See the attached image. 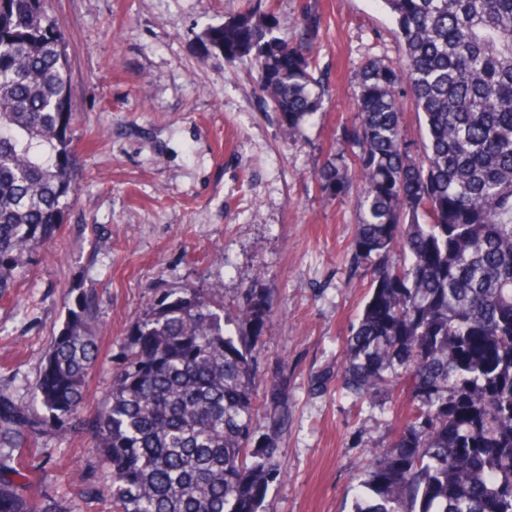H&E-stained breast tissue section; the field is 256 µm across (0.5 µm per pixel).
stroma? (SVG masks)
Returning <instances> with one entry per match:
<instances>
[{
    "instance_id": "stroma-1",
    "label": "stroma",
    "mask_w": 512,
    "mask_h": 512,
    "mask_svg": "<svg viewBox=\"0 0 512 512\" xmlns=\"http://www.w3.org/2000/svg\"><path fill=\"white\" fill-rule=\"evenodd\" d=\"M261 5L297 43L304 14L319 21L312 51L329 94L290 132L249 58L226 60L212 34ZM66 39L78 176L55 235L12 293L0 297V394L27 401L42 356L81 292L93 296L99 356L86 384L93 419L127 331L157 295L241 288L271 312L253 352L263 396L288 376L280 478L263 512H352L373 448L402 422L393 404L353 407L339 386L346 339L370 275L350 264L361 219L355 199L325 198L313 174L329 147L348 151L357 74L403 47L382 0H49ZM327 373L326 388L312 380ZM91 433L48 431L24 449L31 492L67 502L100 490L84 512H112L109 469Z\"/></svg>"
}]
</instances>
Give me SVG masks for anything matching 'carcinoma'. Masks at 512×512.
Instances as JSON below:
<instances>
[{
	"instance_id": "obj_1",
	"label": "carcinoma",
	"mask_w": 512,
	"mask_h": 512,
	"mask_svg": "<svg viewBox=\"0 0 512 512\" xmlns=\"http://www.w3.org/2000/svg\"><path fill=\"white\" fill-rule=\"evenodd\" d=\"M404 45L367 61L356 117L314 172L321 192L357 190L352 264L373 266L347 338L343 390L410 409L372 452L352 512H512V0H382ZM289 45L275 23L227 22L214 41L253 56L292 132L321 109L316 19ZM408 88L428 143L402 130ZM65 36L48 0H0V295L63 223L76 175ZM43 358L33 403L0 395V512H80L37 501L19 448L82 423L98 354L87 294ZM270 304L254 288L229 314L214 288H169L135 321L96 418L91 451L112 471L114 512H259L280 476L287 381L260 404L252 351ZM266 432L256 436L259 421Z\"/></svg>"
}]
</instances>
